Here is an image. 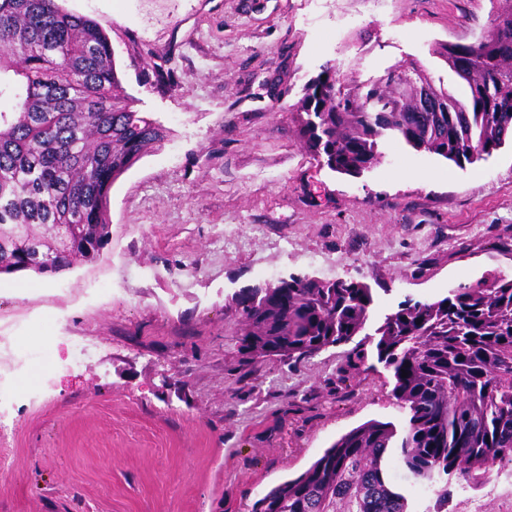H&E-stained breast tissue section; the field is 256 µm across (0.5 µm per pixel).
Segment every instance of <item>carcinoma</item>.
<instances>
[{
	"label": "carcinoma",
	"mask_w": 512,
	"mask_h": 512,
	"mask_svg": "<svg viewBox=\"0 0 512 512\" xmlns=\"http://www.w3.org/2000/svg\"><path fill=\"white\" fill-rule=\"evenodd\" d=\"M512 0L491 15L459 69L446 42L431 55L465 86L463 99L438 85L448 112L421 125L406 111L404 65L362 78L332 67L304 88L291 113L308 154L333 172L359 175L384 159L383 144L401 141L461 166L512 138ZM0 274L54 275L93 263L110 236L111 185L168 139L160 122L133 109L121 86L108 34L59 0H0ZM372 288L360 281L251 285L229 301L244 328V362L275 353L309 359L364 334L392 372L391 394L409 409L402 429L368 420L343 434L298 476L268 491L253 512H442L411 506L388 480L397 458L415 482L448 501L453 474H488L512 465V278L495 277L433 302L404 301L371 324ZM408 372L402 377V372Z\"/></svg>",
	"instance_id": "obj_1"
}]
</instances>
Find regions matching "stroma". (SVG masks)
Here are the masks:
<instances>
[{
  "label": "stroma",
  "instance_id": "35a3bbf8",
  "mask_svg": "<svg viewBox=\"0 0 512 512\" xmlns=\"http://www.w3.org/2000/svg\"><path fill=\"white\" fill-rule=\"evenodd\" d=\"M113 39L134 108L170 131L112 185L100 258L0 276V512H252L341 435L409 418L373 345L240 363L239 288H373V320L512 277V144L456 166L404 143L358 176L290 111L324 67L365 75L486 30L490 0H61ZM343 40H336V30ZM49 360L35 379L9 352ZM490 483L448 512H501Z\"/></svg>",
  "mask_w": 512,
  "mask_h": 512
}]
</instances>
